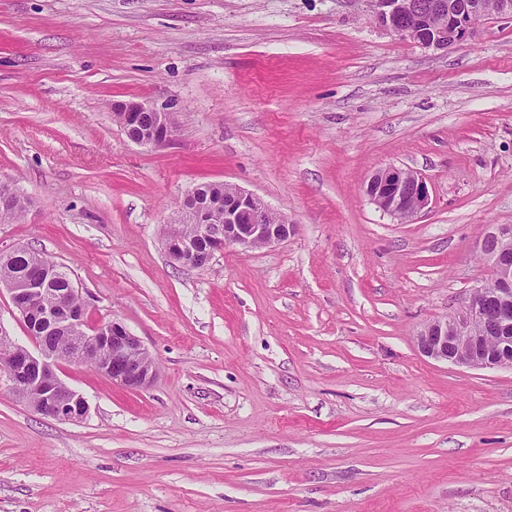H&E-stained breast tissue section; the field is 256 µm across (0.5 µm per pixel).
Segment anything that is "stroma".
Wrapping results in <instances>:
<instances>
[{
	"label": "stroma",
	"mask_w": 512,
	"mask_h": 512,
	"mask_svg": "<svg viewBox=\"0 0 512 512\" xmlns=\"http://www.w3.org/2000/svg\"><path fill=\"white\" fill-rule=\"evenodd\" d=\"M125 100L170 112L172 141L130 142ZM387 166L428 183L409 222L364 192ZM1 179L32 204L0 252L66 266L157 374L61 364L78 422L0 380V512H512V371L416 348L512 225V18L436 50L366 0H0ZM203 182L295 234L174 266L166 226Z\"/></svg>",
	"instance_id": "stroma-1"
}]
</instances>
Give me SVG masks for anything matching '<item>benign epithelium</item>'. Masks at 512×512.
I'll return each instance as SVG.
<instances>
[{
    "label": "benign epithelium",
    "mask_w": 512,
    "mask_h": 512,
    "mask_svg": "<svg viewBox=\"0 0 512 512\" xmlns=\"http://www.w3.org/2000/svg\"><path fill=\"white\" fill-rule=\"evenodd\" d=\"M376 23L395 36L423 48L448 49L472 37L475 26L495 17L512 18V0H367ZM113 117L127 138L143 147L157 148L175 132L170 113L144 102L116 101ZM369 199L384 213L404 223L427 208L431 197L426 180L398 167L376 171L366 184ZM181 221L199 225L192 239L165 234L170 261L186 269H202L215 253L229 246L254 249L280 243L294 234L288 217L273 212L256 195L222 183L198 185L181 202ZM512 239L511 224H494L479 243L490 266L494 287L483 283L465 296L446 317L426 324L416 337L426 358L474 369L512 370V251L488 248V242ZM15 312L26 319L43 308L48 318L67 311L63 296L51 298L50 289L29 280L7 289ZM72 330L87 342L80 360L95 364L112 385L126 390L147 388L156 376L154 358L139 337L123 324L112 322V335H100V326L80 318ZM33 348L15 341L0 328V378L38 413L75 422L88 413L79 391L56 373L68 357L48 350L40 336H29ZM38 396V403L31 396Z\"/></svg>",
    "instance_id": "benign-epithelium-1"
}]
</instances>
